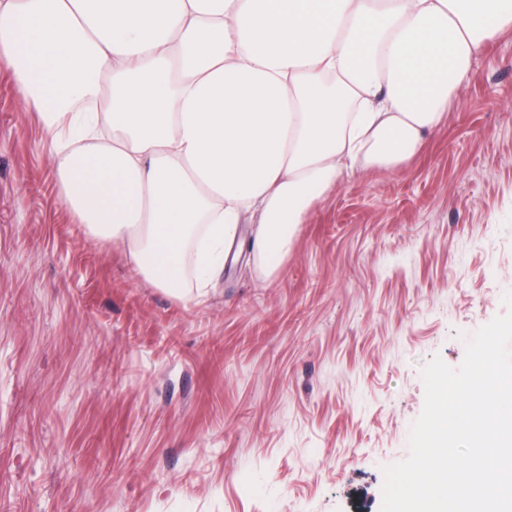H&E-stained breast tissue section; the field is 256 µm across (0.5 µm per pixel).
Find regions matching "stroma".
I'll return each instance as SVG.
<instances>
[{
    "label": "stroma",
    "mask_w": 512,
    "mask_h": 512,
    "mask_svg": "<svg viewBox=\"0 0 512 512\" xmlns=\"http://www.w3.org/2000/svg\"><path fill=\"white\" fill-rule=\"evenodd\" d=\"M49 143L0 71V512H380L423 366L459 367L512 291V33L421 153L198 300L87 235Z\"/></svg>",
    "instance_id": "stroma-1"
}]
</instances>
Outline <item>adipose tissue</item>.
Here are the masks:
<instances>
[{
  "label": "adipose tissue",
  "mask_w": 512,
  "mask_h": 512,
  "mask_svg": "<svg viewBox=\"0 0 512 512\" xmlns=\"http://www.w3.org/2000/svg\"><path fill=\"white\" fill-rule=\"evenodd\" d=\"M510 30L512 0H0V71L77 222L182 299L185 266L204 291L239 242L274 272L338 182L422 151Z\"/></svg>",
  "instance_id": "adipose-tissue-1"
}]
</instances>
